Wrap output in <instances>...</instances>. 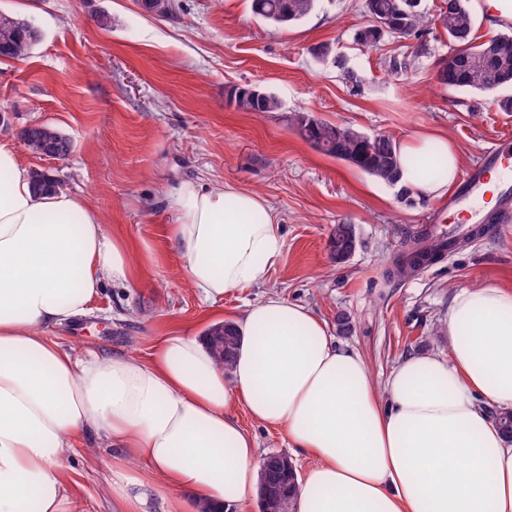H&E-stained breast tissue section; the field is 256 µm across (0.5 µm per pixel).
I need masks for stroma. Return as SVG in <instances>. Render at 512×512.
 <instances>
[{
    "label": "stroma",
    "mask_w": 512,
    "mask_h": 512,
    "mask_svg": "<svg viewBox=\"0 0 512 512\" xmlns=\"http://www.w3.org/2000/svg\"><path fill=\"white\" fill-rule=\"evenodd\" d=\"M159 15L138 0H0V11L33 23L40 41L25 58L0 57V109L7 138L21 159L82 197L106 232L134 245L131 287L105 285L88 314L51 329L74 355L148 356L158 337L181 328L204 333L234 320L270 294L310 308L336 341L358 349L377 387L404 357H447L453 294L493 281L512 289V221L505 232L402 278L393 258L430 219L453 222L447 197L402 198L397 186L323 154L295 124L315 119L401 141L422 131L448 135L463 169L503 133L512 112L497 94H472L436 79L453 49L444 30L424 42L386 38L364 47L354 39L367 23L364 0H317L301 22L281 28L259 19L251 0H172ZM328 45L331 61L316 48ZM408 70L394 61L408 55ZM251 84L281 102L275 112H241L227 90ZM49 123L74 149L64 160L31 153L18 138ZM198 180L233 183L263 196L282 221L285 247L262 284L202 302L189 285L166 232L175 218L174 189ZM356 228L359 245L336 264L328 242L335 225ZM352 329L337 331L336 316ZM240 421L260 454L288 455L296 470L311 457L290 448L278 429ZM109 453L75 449L66 474L83 512H112L106 481Z\"/></svg>",
    "instance_id": "stroma-1"
}]
</instances>
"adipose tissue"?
I'll return each instance as SVG.
<instances>
[{
  "instance_id": "1",
  "label": "adipose tissue",
  "mask_w": 512,
  "mask_h": 512,
  "mask_svg": "<svg viewBox=\"0 0 512 512\" xmlns=\"http://www.w3.org/2000/svg\"><path fill=\"white\" fill-rule=\"evenodd\" d=\"M397 159L399 186L419 199L443 196L460 173L441 134L401 141ZM435 161L439 180L423 174ZM175 204L170 237L206 301L262 282L283 254L257 193L184 183ZM134 273L124 238L84 201L34 193L28 166L0 141V512H81L64 465L90 443L112 451V512H236L261 467L241 409L313 458L295 512H512V439L486 412L512 410V290L456 291L448 356H408L380 390L357 349L275 295L235 319L228 372L188 332L145 358H80L49 336Z\"/></svg>"
}]
</instances>
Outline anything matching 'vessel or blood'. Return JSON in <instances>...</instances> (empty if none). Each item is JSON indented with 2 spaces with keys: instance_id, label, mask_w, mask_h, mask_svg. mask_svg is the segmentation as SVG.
I'll list each match as a JSON object with an SVG mask.
<instances>
[{
  "instance_id": "vessel-or-blood-1",
  "label": "vessel or blood",
  "mask_w": 512,
  "mask_h": 512,
  "mask_svg": "<svg viewBox=\"0 0 512 512\" xmlns=\"http://www.w3.org/2000/svg\"><path fill=\"white\" fill-rule=\"evenodd\" d=\"M498 169L512 170V136L502 135L483 154L479 167L468 171L448 198L449 210L463 214L465 222L445 226L449 239L467 236L490 216H512V182L490 186L489 176Z\"/></svg>"
}]
</instances>
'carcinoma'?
<instances>
[{
  "mask_svg": "<svg viewBox=\"0 0 512 512\" xmlns=\"http://www.w3.org/2000/svg\"><path fill=\"white\" fill-rule=\"evenodd\" d=\"M316 0H252V9L260 19L277 27L301 22L315 8ZM370 22L358 30L355 40L365 46L376 45L384 36L399 39H421L435 25H440L455 47L464 52L453 56L452 69H443L439 83L471 93H492L512 88V31L478 43L473 38V14L469 0H453L449 10L431 17L420 10V0H366ZM26 22L13 15L0 13V45L9 47L8 58L27 55L33 42L24 34ZM229 103L242 112H276L280 101L273 94L256 92L254 86H240L228 92ZM296 125L305 140L327 156L344 161L376 180L397 183L396 143L390 136L362 134L350 127L310 121L307 115H296ZM21 138L34 154L47 155L54 150L65 152L72 141L51 124L42 123L23 128ZM32 185L37 192L56 191L61 188L57 179H51L43 170H32ZM358 245L354 225L337 224L330 236L332 260L343 264L350 260ZM447 244L427 231H420L406 244L396 260L393 273L408 276L422 266L440 258ZM205 335L224 336V342L207 341L216 360L224 370L232 368L240 336L231 322L210 326ZM270 459V471L259 478L261 512H294L293 495L283 496L282 485L294 484L296 469L289 457L280 454Z\"/></svg>",
  "mask_w": 512,
  "mask_h": 512,
  "instance_id": "obj_1",
  "label": "carcinoma"
}]
</instances>
